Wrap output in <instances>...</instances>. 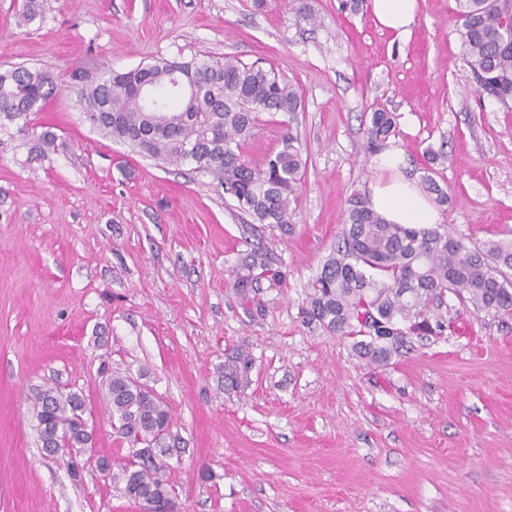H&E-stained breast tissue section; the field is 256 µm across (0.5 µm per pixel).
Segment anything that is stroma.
Masks as SVG:
<instances>
[{"label":"stroma","mask_w":512,"mask_h":512,"mask_svg":"<svg viewBox=\"0 0 512 512\" xmlns=\"http://www.w3.org/2000/svg\"><path fill=\"white\" fill-rule=\"evenodd\" d=\"M0 0V72L131 69L231 54L274 68L302 108L263 112L244 156L261 165L282 121L308 161L292 230L254 233L209 175L169 167L85 122L64 87L30 123L0 125V512H142L100 459L129 456L103 403L101 364L168 404L181 454L167 461L179 512H512V323L461 312L388 366L305 323L301 309L345 221L368 194L365 130L396 117L406 172L448 193L442 222L470 241L512 238V107L478 98L455 0H418L412 35L376 26L371 0ZM57 148L42 151L44 132ZM271 249L281 285L232 288L240 253ZM254 359L225 390L228 348ZM83 394L93 441L81 481L41 448L34 395ZM440 159L439 154L429 150L427 153V174L423 177V183L426 191L434 195V201L438 206H445L448 203V193L436 182L432 173L434 169L432 166Z\"/></svg>","instance_id":"35a3bbf8"}]
</instances>
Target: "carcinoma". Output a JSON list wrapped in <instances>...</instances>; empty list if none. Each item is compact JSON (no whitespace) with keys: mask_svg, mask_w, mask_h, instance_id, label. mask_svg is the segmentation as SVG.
Here are the masks:
<instances>
[{"mask_svg":"<svg viewBox=\"0 0 512 512\" xmlns=\"http://www.w3.org/2000/svg\"><path fill=\"white\" fill-rule=\"evenodd\" d=\"M457 34L474 81L473 91L506 106L512 101V0H455ZM59 88L46 71L19 66L0 73V119L29 120ZM86 120L114 142L170 166L194 165L233 196L254 223L288 233L290 206L297 198L306 168L305 150L290 131L280 148L260 166L247 163L243 147L253 136L261 112L298 111L297 91L274 70L224 60L160 59L125 72L107 70L75 86ZM395 116L378 109L366 129L367 150L388 147ZM439 154L428 151L426 191L439 206L448 193L431 175ZM282 282L258 243L241 256L232 288L243 298L261 280ZM454 299L461 309L484 312L502 323L512 320V240L466 244L445 224L417 228L389 224L353 193L336 245L305 298V317L324 330L352 340L356 355L371 365L386 366L408 346L415 330H445L435 314ZM253 367L249 351L230 350L224 362V386L240 388ZM104 401L112 429L132 449V459L112 475L129 500L163 502L175 509L166 462L157 449L178 444L168 405L152 388L113 372ZM38 437L50 446L85 448L90 442L84 398L76 392L48 388L37 392Z\"/></svg>","mask_w":512,"mask_h":512,"instance_id":"carcinoma-1","label":"carcinoma"}]
</instances>
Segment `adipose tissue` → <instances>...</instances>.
<instances>
[{
  "instance_id": "ef3b65f1",
  "label": "adipose tissue",
  "mask_w": 512,
  "mask_h": 512,
  "mask_svg": "<svg viewBox=\"0 0 512 512\" xmlns=\"http://www.w3.org/2000/svg\"><path fill=\"white\" fill-rule=\"evenodd\" d=\"M372 13L380 28L400 35L410 33L418 11V0H372ZM378 176L371 186L370 207L391 224H413L426 228L442 220L439 208L408 179L403 149L388 147L375 157Z\"/></svg>"
}]
</instances>
